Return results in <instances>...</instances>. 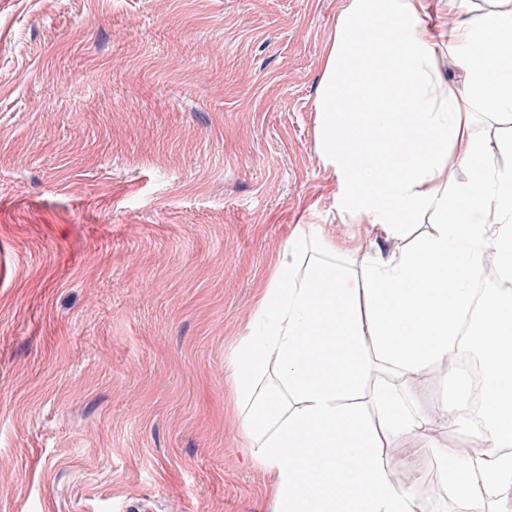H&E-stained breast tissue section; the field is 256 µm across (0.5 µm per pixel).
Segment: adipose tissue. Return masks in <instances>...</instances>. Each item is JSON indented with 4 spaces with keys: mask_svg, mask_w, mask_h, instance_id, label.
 I'll list each match as a JSON object with an SVG mask.
<instances>
[{
    "mask_svg": "<svg viewBox=\"0 0 512 512\" xmlns=\"http://www.w3.org/2000/svg\"><path fill=\"white\" fill-rule=\"evenodd\" d=\"M434 6L459 21L432 24ZM450 57L461 84L444 74ZM478 111L512 115V0H345L315 100L333 207L389 240L406 235L409 218L428 217L433 229L408 249L358 259L308 224L284 249L230 355L250 457L272 476L275 512H423L379 451L387 437H414L416 455H438L457 512L479 497L499 504L512 487V295L472 287L491 248L512 274V162L491 161L512 155V140L477 137ZM373 140L380 154H367ZM452 162L467 168L465 180L449 183ZM312 243L316 254L298 274L296 257ZM452 256L454 278L424 277ZM322 327L335 351L308 344ZM491 340L481 359L483 431L471 426L465 378L450 379L433 412L413 406L414 373ZM437 428L473 435L479 454L438 453ZM324 448L341 454L321 457Z\"/></svg>",
    "mask_w": 512,
    "mask_h": 512,
    "instance_id": "1",
    "label": "adipose tissue"
}]
</instances>
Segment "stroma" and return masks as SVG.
Here are the masks:
<instances>
[{
  "label": "stroma",
  "mask_w": 512,
  "mask_h": 512,
  "mask_svg": "<svg viewBox=\"0 0 512 512\" xmlns=\"http://www.w3.org/2000/svg\"><path fill=\"white\" fill-rule=\"evenodd\" d=\"M344 0H0V512H273L229 355L299 225ZM450 361L418 371L432 409ZM397 483L456 512L433 457Z\"/></svg>",
  "instance_id": "35a3bbf8"
}]
</instances>
